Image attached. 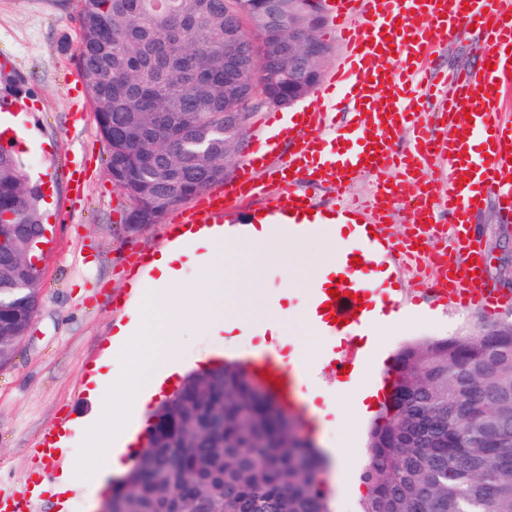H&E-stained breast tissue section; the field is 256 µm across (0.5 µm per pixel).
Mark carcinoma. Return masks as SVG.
I'll list each match as a JSON object with an SVG mask.
<instances>
[{"label": "carcinoma", "instance_id": "cac0c4a2", "mask_svg": "<svg viewBox=\"0 0 512 512\" xmlns=\"http://www.w3.org/2000/svg\"><path fill=\"white\" fill-rule=\"evenodd\" d=\"M289 0H80L78 64L108 171L144 221L224 181L246 122L288 91ZM241 112L224 135V113ZM40 185L0 150V369L40 298L23 262L41 239ZM369 434L359 512H512V320L425 339L395 360ZM274 398L226 362L189 375L154 414L148 447L112 489L138 512H333L323 452L288 447Z\"/></svg>", "mask_w": 512, "mask_h": 512}]
</instances>
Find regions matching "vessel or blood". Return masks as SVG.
Instances as JSON below:
<instances>
[{
    "label": "vessel or blood",
    "instance_id": "1",
    "mask_svg": "<svg viewBox=\"0 0 512 512\" xmlns=\"http://www.w3.org/2000/svg\"><path fill=\"white\" fill-rule=\"evenodd\" d=\"M324 2L345 53L318 90L317 105L267 113L235 178L205 190L175 227L228 221L247 232L258 218L235 205L262 196L273 234L316 236L325 227L306 223L315 204L296 184L333 185L337 198L329 210L353 217L361 233L338 255L343 274L309 285L305 305L319 329L344 333L345 356L322 362L346 385L358 378L368 352L356 332L393 301L375 295L366 272L373 256L390 258L398 273L416 267L423 292L436 303L492 313L508 301L486 285V254L470 225L491 197L512 215V0ZM468 33L489 45L484 66L433 73L429 58L438 45ZM364 176L368 204L346 202ZM443 236L457 258L436 248ZM334 289L339 298L331 297ZM243 365L281 405L298 406L304 364L285 368L258 351Z\"/></svg>",
    "mask_w": 512,
    "mask_h": 512
}]
</instances>
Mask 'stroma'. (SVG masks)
<instances>
[{
    "instance_id": "obj_1",
    "label": "stroma",
    "mask_w": 512,
    "mask_h": 512,
    "mask_svg": "<svg viewBox=\"0 0 512 512\" xmlns=\"http://www.w3.org/2000/svg\"><path fill=\"white\" fill-rule=\"evenodd\" d=\"M80 0H0V66L13 79L6 94L27 109L26 133L18 152L32 179L45 184L50 198L44 211L49 229L39 252L41 295L33 323L19 344L11 366L0 370V496L14 499L19 512H96L102 499L93 480L105 462L94 439H108L111 423L91 431L87 421L97 414L112 415L131 404L135 371L117 356L115 366L124 382L122 393L105 392L90 399L85 378L103 355L124 318L131 264L152 256L169 243L176 211L141 231H129L130 201L113 185L107 168L108 147L95 112L84 92L68 94L69 76L77 71ZM484 47L472 36H461L436 52L441 67H478ZM81 170L79 185L71 173ZM475 230L487 255L488 286L512 296V221H505L496 200H488ZM321 247L308 242L303 252L286 259L253 264L257 296L288 287L292 304L301 307L320 259ZM398 308L409 325L394 330L387 320L376 321L368 335L379 350L378 367H366L360 383L337 393L328 369L317 367L311 377L315 390L333 399L334 421L329 430H315L324 447L344 452L347 482L334 491V512H358L360 475L367 462L371 417H358L357 397L375 371H389L398 352L423 338L475 334L505 320V312L489 313L455 304L430 305L416 301L419 282L405 274L398 284ZM64 433L65 451L43 456L45 436ZM77 467L83 485L67 496L47 493L23 497L28 478L53 480L62 469Z\"/></svg>"
}]
</instances>
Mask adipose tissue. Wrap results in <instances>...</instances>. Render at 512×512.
<instances>
[{
  "instance_id": "1",
  "label": "adipose tissue",
  "mask_w": 512,
  "mask_h": 512,
  "mask_svg": "<svg viewBox=\"0 0 512 512\" xmlns=\"http://www.w3.org/2000/svg\"><path fill=\"white\" fill-rule=\"evenodd\" d=\"M288 245L274 241L267 228L252 229L242 238L220 228L186 231L152 258L136 281L128 301L127 322L116 325L107 353L89 377V392L101 396L107 388H120L112 365L113 353L125 350L140 376L130 409L113 416L112 447L94 487L105 486V476L119 469L124 435L137 410L156 396L163 382L181 366L179 344L185 329L198 325L211 340L210 352L221 357L240 337L276 339L285 353L283 362H314L315 357L288 335L292 309L269 312L267 303L248 300L240 272L246 256L287 252ZM193 270L192 287H183V273Z\"/></svg>"
}]
</instances>
